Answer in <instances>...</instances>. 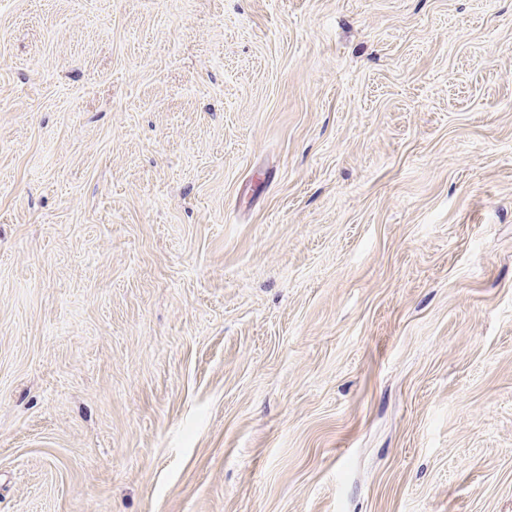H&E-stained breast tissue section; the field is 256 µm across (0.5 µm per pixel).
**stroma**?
I'll return each mask as SVG.
<instances>
[{"label": "stroma", "mask_w": 512, "mask_h": 512, "mask_svg": "<svg viewBox=\"0 0 512 512\" xmlns=\"http://www.w3.org/2000/svg\"><path fill=\"white\" fill-rule=\"evenodd\" d=\"M0 512H512V0H0Z\"/></svg>", "instance_id": "35a3bbf8"}]
</instances>
